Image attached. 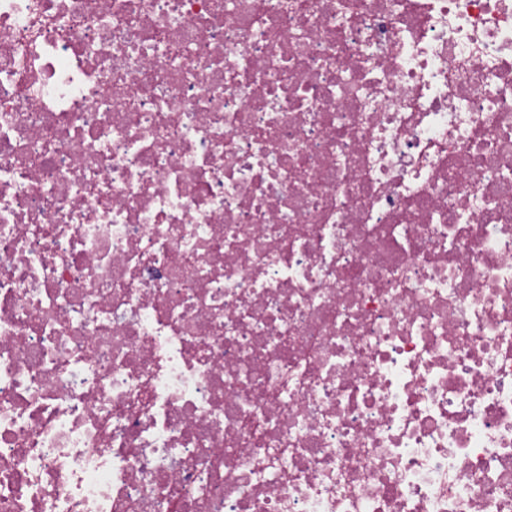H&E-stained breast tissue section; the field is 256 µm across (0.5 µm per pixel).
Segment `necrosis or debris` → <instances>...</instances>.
I'll return each instance as SVG.
<instances>
[{"label":"necrosis or debris","instance_id":"4bbe7bcc","mask_svg":"<svg viewBox=\"0 0 512 512\" xmlns=\"http://www.w3.org/2000/svg\"><path fill=\"white\" fill-rule=\"evenodd\" d=\"M0 512H512V0H0Z\"/></svg>","mask_w":512,"mask_h":512}]
</instances>
